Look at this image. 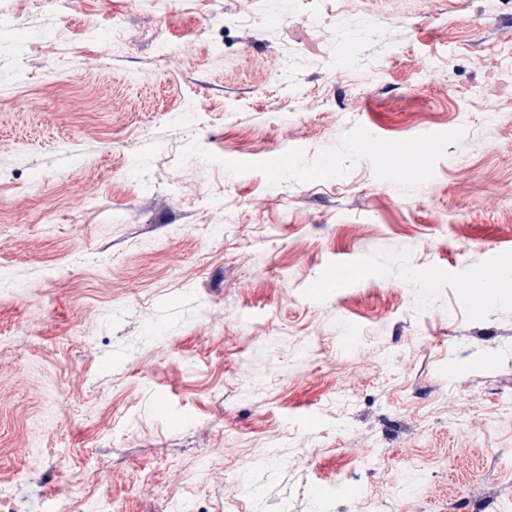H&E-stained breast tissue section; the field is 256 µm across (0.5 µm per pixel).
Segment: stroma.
Masks as SVG:
<instances>
[{"label": "stroma", "mask_w": 512, "mask_h": 512, "mask_svg": "<svg viewBox=\"0 0 512 512\" xmlns=\"http://www.w3.org/2000/svg\"><path fill=\"white\" fill-rule=\"evenodd\" d=\"M505 248L507 0H0V504L512 512ZM362 152L385 168H394L405 162L408 167L417 165L421 160L430 158L438 149L435 137H419L395 143L388 139L362 134L359 139ZM510 262V256L502 255L489 267L486 279L483 282H463L461 288H464V293L467 294L470 301L476 304L485 302L495 293V288L508 287V284L496 282V275L502 265Z\"/></svg>", "instance_id": "35a3bbf8"}]
</instances>
